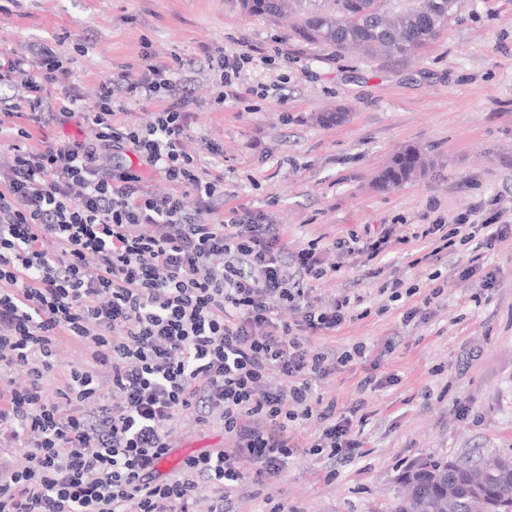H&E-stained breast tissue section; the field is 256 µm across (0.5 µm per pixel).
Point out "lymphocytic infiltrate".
<instances>
[{
	"label": "lymphocytic infiltrate",
	"mask_w": 512,
	"mask_h": 512,
	"mask_svg": "<svg viewBox=\"0 0 512 512\" xmlns=\"http://www.w3.org/2000/svg\"><path fill=\"white\" fill-rule=\"evenodd\" d=\"M69 63L49 45L33 56L0 51V86L13 90L0 98V128L16 132L0 167V512H193L202 479L213 486L209 512H227L245 478L283 471L295 453L290 424L311 417L322 425L313 454L353 461L355 410L313 402L309 379L366 348L331 358L306 344L340 329L351 309L349 298L323 306L313 296L327 273L316 247L286 253L263 213L217 212L224 176L203 178L185 151L188 99L167 68L101 81L81 115L86 139L30 146V125L76 114L68 93L44 111ZM121 90L159 102L149 124L122 120ZM109 149L130 150L171 191L109 168ZM279 302L299 319L279 322ZM61 335L90 344L93 366L72 371L54 400L42 381ZM272 366L282 385H267ZM18 367L26 380L12 377ZM91 399L97 414H82ZM199 408L218 411L236 454L194 456L180 476L162 477L168 427ZM18 446L26 464L14 468L7 455Z\"/></svg>",
	"instance_id": "f902f5d3"
}]
</instances>
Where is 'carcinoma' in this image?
Returning a JSON list of instances; mask_svg holds the SVG:
<instances>
[{
    "instance_id": "carcinoma-1",
    "label": "carcinoma",
    "mask_w": 512,
    "mask_h": 512,
    "mask_svg": "<svg viewBox=\"0 0 512 512\" xmlns=\"http://www.w3.org/2000/svg\"><path fill=\"white\" fill-rule=\"evenodd\" d=\"M244 10L269 19L295 16L293 36L331 48L350 49L367 60L411 58L434 41L462 0H403L392 8L384 0H241ZM432 164L418 148L405 146L376 175L381 189L399 186ZM398 477L403 495L394 512H512V459L499 458L487 471L481 493L473 475L482 466L467 458H422Z\"/></svg>"
}]
</instances>
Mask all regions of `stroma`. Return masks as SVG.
<instances>
[{
  "label": "stroma",
  "instance_id": "obj_1",
  "mask_svg": "<svg viewBox=\"0 0 512 512\" xmlns=\"http://www.w3.org/2000/svg\"><path fill=\"white\" fill-rule=\"evenodd\" d=\"M238 40L261 55L240 73V99L221 104L210 59ZM51 43L72 58L69 90L87 110L101 79L147 63L172 69L192 114L185 149L223 174L225 207L266 213L289 251L317 245L328 272L314 296L355 301L341 329L307 339L315 352L365 345L384 381L360 390L357 363L310 379L313 395L338 408L361 402L355 461L310 454L321 424L298 420L286 469L244 480L231 512H391L397 478L416 459L512 458V235L478 248L421 234L439 220L512 225V0H464L419 57L373 61L303 43L240 0H0V50L30 55ZM260 86L264 96L253 95ZM336 106L347 110L342 123L318 122ZM210 141L220 155L205 153ZM409 144L432 166L378 188L377 172ZM387 224L402 225L408 242H387L372 259L336 246L353 233L377 238ZM488 272L493 285L481 287ZM55 360L43 380L51 398L92 365L89 348L67 337ZM169 441L176 455L237 448L218 418L202 424L192 413Z\"/></svg>",
  "mask_w": 512,
  "mask_h": 512
}]
</instances>
